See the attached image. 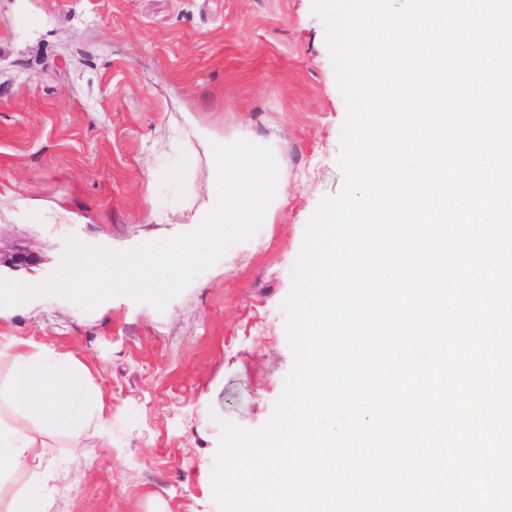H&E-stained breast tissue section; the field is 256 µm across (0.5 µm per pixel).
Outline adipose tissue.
Wrapping results in <instances>:
<instances>
[{"label":"adipose tissue","mask_w":512,"mask_h":512,"mask_svg":"<svg viewBox=\"0 0 512 512\" xmlns=\"http://www.w3.org/2000/svg\"><path fill=\"white\" fill-rule=\"evenodd\" d=\"M13 364L10 397L13 412L47 429L80 437L89 426H104L101 396L90 395L80 370L63 365L53 350L26 355L0 347V360ZM63 466L48 460L42 443L23 430L0 424V484L22 477L5 512H50Z\"/></svg>","instance_id":"adipose-tissue-1"}]
</instances>
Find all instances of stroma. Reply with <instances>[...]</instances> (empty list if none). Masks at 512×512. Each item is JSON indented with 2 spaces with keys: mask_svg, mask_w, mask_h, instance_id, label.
Wrapping results in <instances>:
<instances>
[{
  "mask_svg": "<svg viewBox=\"0 0 512 512\" xmlns=\"http://www.w3.org/2000/svg\"><path fill=\"white\" fill-rule=\"evenodd\" d=\"M347 114L312 0H0V255L37 284L68 237L126 250L188 232L208 200L194 136L279 150L280 208L164 311L116 296L91 312L55 296L0 307V346L80 365L112 412L111 439L36 433L59 480L51 512H220L212 472L228 419L270 418L294 357L281 304L308 220L335 194Z\"/></svg>",
  "mask_w": 512,
  "mask_h": 512,
  "instance_id": "1",
  "label": "stroma"
}]
</instances>
